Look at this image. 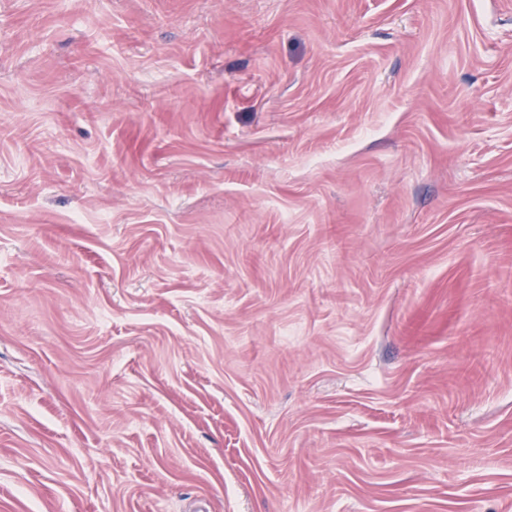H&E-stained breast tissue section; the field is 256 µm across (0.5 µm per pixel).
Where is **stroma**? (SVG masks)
Listing matches in <instances>:
<instances>
[{
	"label": "stroma",
	"mask_w": 512,
	"mask_h": 512,
	"mask_svg": "<svg viewBox=\"0 0 512 512\" xmlns=\"http://www.w3.org/2000/svg\"><path fill=\"white\" fill-rule=\"evenodd\" d=\"M0 512H512V0H0Z\"/></svg>",
	"instance_id": "stroma-1"
}]
</instances>
